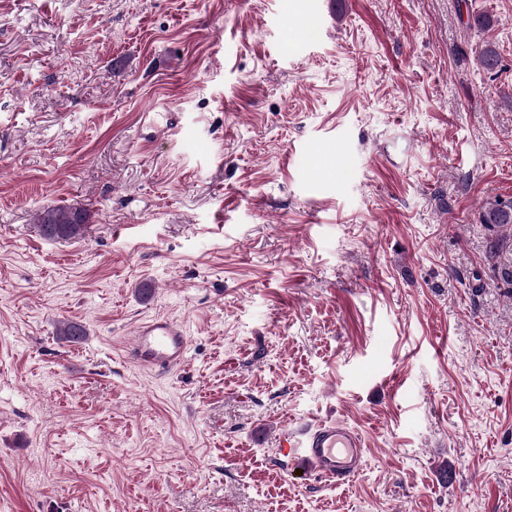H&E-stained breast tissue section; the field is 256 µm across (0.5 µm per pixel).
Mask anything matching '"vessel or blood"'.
Here are the masks:
<instances>
[{"label": "vessel or blood", "instance_id": "1", "mask_svg": "<svg viewBox=\"0 0 512 512\" xmlns=\"http://www.w3.org/2000/svg\"><path fill=\"white\" fill-rule=\"evenodd\" d=\"M188 350L185 324L163 315L139 322L126 343L128 358L147 370H175L185 364ZM281 448L289 461L336 485L360 475L367 445L360 432L329 420L301 434L288 433Z\"/></svg>", "mask_w": 512, "mask_h": 512}]
</instances>
